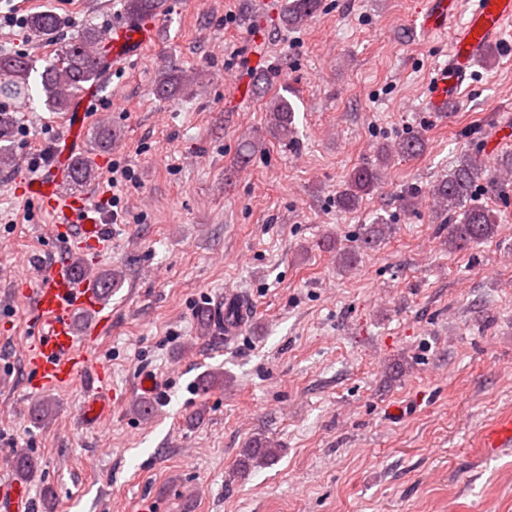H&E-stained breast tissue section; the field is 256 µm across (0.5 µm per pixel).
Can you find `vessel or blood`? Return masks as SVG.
Returning <instances> with one entry per match:
<instances>
[{"label": "vessel or blood", "instance_id": "obj_1", "mask_svg": "<svg viewBox=\"0 0 512 512\" xmlns=\"http://www.w3.org/2000/svg\"><path fill=\"white\" fill-rule=\"evenodd\" d=\"M457 0H428L422 25L427 29L452 28V47L446 66L435 71L430 81L429 109L436 117H445L449 106L472 76L471 64L483 45L502 38L512 24V0H474L467 21L454 27ZM155 29L139 21L126 22L110 29L112 57L119 60L139 54L153 40ZM65 150L44 176L31 183L28 193L39 203L56 211L69 231L73 247L100 248L107 233L105 225L78 197H63L57 192L60 171L71 159V146L76 145L75 131L64 138ZM34 321L32 339L25 349L28 386L37 392L50 386H61L77 379L89 369L91 361L86 351L112 321L111 314L100 313L85 333H78L75 318L80 309L99 305V290L95 283L79 276L68 261H54L46 270L39 288L32 297ZM216 321L226 324L227 337L240 331L250 312L235 293H225L211 307ZM483 446L488 450L512 447V415L496 421L484 434ZM28 493L21 483L0 480V512H27Z\"/></svg>", "mask_w": 512, "mask_h": 512}]
</instances>
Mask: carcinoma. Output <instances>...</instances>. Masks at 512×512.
<instances>
[{"instance_id":"1","label":"carcinoma","mask_w":512,"mask_h":512,"mask_svg":"<svg viewBox=\"0 0 512 512\" xmlns=\"http://www.w3.org/2000/svg\"><path fill=\"white\" fill-rule=\"evenodd\" d=\"M320 0H287L284 18L290 26L302 24L318 8ZM163 0H128L127 9L136 16H143L162 7ZM61 20L52 13H38L28 20L32 33L49 37L61 27ZM101 43L100 33L94 29L83 30L71 38L54 62L40 74L43 91L49 106L58 111L68 109L71 100L82 92L87 84L97 82L101 62L94 59L89 48ZM33 71V62L23 53L0 54V98L14 99L28 94V83ZM269 112L274 125L283 137L288 136L293 119V107L280 96L269 102ZM424 149V140L419 137L402 139L383 145L377 164L356 167L349 175L346 189L339 197V204L351 208L358 204L362 195L371 192L380 181V165L394 154L412 155ZM94 167L78 159L68 169L66 178L74 184L93 180ZM489 195L506 196L512 192V157L495 173H488L477 157L465 153L458 164L448 173V178L435 184L429 195L435 211L448 213V218L460 213L462 218L455 224L448 223V247L462 248L476 244L490 236L497 219L490 209L477 202L476 187ZM392 227L384 218L378 217L370 224L361 242L366 247L377 245L391 233ZM102 294L110 296L120 287L121 273L112 271L95 277ZM276 449L269 441L253 440L242 450L237 466L247 470L271 461Z\"/></svg>"}]
</instances>
